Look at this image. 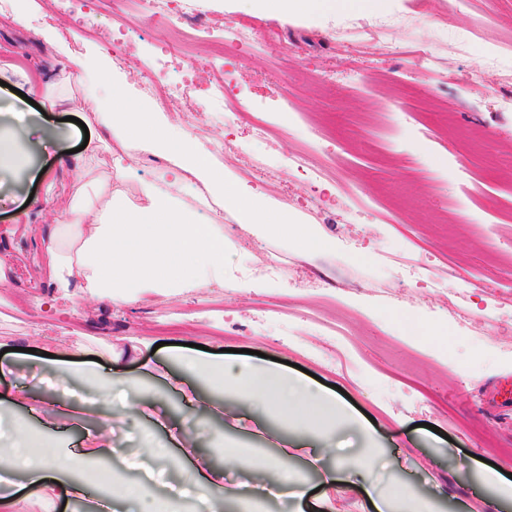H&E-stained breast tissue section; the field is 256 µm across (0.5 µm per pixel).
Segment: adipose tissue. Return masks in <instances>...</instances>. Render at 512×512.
<instances>
[{"label":"adipose tissue","mask_w":512,"mask_h":512,"mask_svg":"<svg viewBox=\"0 0 512 512\" xmlns=\"http://www.w3.org/2000/svg\"><path fill=\"white\" fill-rule=\"evenodd\" d=\"M261 10L275 8L282 21L300 15H321L340 8L361 9L369 0H244ZM93 112L101 132L95 147L82 156V172L69 183L50 179L47 199L66 197L64 223L42 229L37 224H18L9 235L45 234L46 246L38 264L41 275L54 290L39 309L48 316L57 299L70 298L73 289L111 306L146 300L155 294H177L188 288H205L224 282V235L202 222L186 205L188 189L200 201L224 200L249 224H258L308 250L326 249V242L306 225L296 223L287 208H269L265 202L227 179L214 166L206 150L195 145L158 113L138 106L104 104L94 90H83L80 99ZM137 139L173 160L171 178L145 182L139 187L140 203L130 206L117 184L121 172L98 176V155L112 143ZM179 371L168 360L146 362V377L167 376L179 389L188 414H232V406L215 401L220 391L244 400L253 414L275 416L292 424L301 436L292 441L294 451L311 460L335 455L328 480L345 470H355L364 484H371L375 462L368 453H346L331 440L350 420L337 411L336 400L305 379L289 376L280 368L236 358L217 359L199 351H179ZM0 473L12 476L15 492L0 495V512H21L26 504L56 506L90 500L91 512H119L123 503L142 498L144 488L129 487L122 494L89 499L87 485L71 476L51 442L30 434L21 424L0 430ZM181 485L200 492L205 512L224 504L228 497L223 470L200 462L184 467Z\"/></svg>","instance_id":"ef3b65f1"}]
</instances>
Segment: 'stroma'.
<instances>
[{
	"label": "stroma",
	"mask_w": 512,
	"mask_h": 512,
	"mask_svg": "<svg viewBox=\"0 0 512 512\" xmlns=\"http://www.w3.org/2000/svg\"><path fill=\"white\" fill-rule=\"evenodd\" d=\"M180 26L140 23L138 0H14L19 21H0V67L32 65L49 73L52 92L65 94L60 69L81 54L88 73L109 68L126 80L125 93L193 132L200 143L220 141L215 165L261 193L269 207L287 206L297 223L311 225L328 249L303 252L254 224L230 204L201 210L224 228V285L161 293L112 309L88 295L60 300L48 320L0 306V341L12 364L0 392L39 377L69 385L79 377L52 371L44 353L67 358L77 343L98 348L111 337L127 349L137 339L159 341L155 358L178 343L250 349L305 368L371 432L377 488L409 484L432 512H484L470 461L512 473V77L488 64L492 52L512 56V0H371L362 12L339 10L321 18L282 22L243 0H185ZM389 15L401 22L382 27ZM246 24L256 45L232 66L236 109L230 119L189 109L167 110L144 97L145 74L167 85L193 83L205 92L221 65L224 35ZM471 32L451 50L445 32ZM434 61L432 73L419 53ZM288 112H279L281 102ZM19 95L0 86V123L10 125L18 149L0 169V247L18 287L30 297L50 295L38 270L42 237L11 238L4 228L22 221L52 226L62 209L46 201L40 169L57 180L76 175L63 151L97 138L92 113L74 107L41 116L25 105L17 122L4 107ZM268 139L254 135L257 121ZM306 156L328 170L314 182L289 164ZM122 188L138 204V188L159 181L173 164L145 143L129 140L119 152ZM284 272L264 274L265 262ZM421 269L414 277L412 269ZM52 336L41 343L38 333ZM120 377L136 380L126 412L112 423L111 473L93 494H120L141 479L125 469L148 446L166 447L153 461L163 471L156 499L178 483L181 449L141 402L161 399L170 419L193 432L205 455L224 469V485L251 482L256 468L288 466L296 480L322 487L325 462L281 455L283 435L272 419L235 423L184 414L181 397L164 379H141L137 361ZM109 399L94 396L55 436L73 458L88 431L106 414Z\"/></svg>",
	"instance_id": "1"
}]
</instances>
